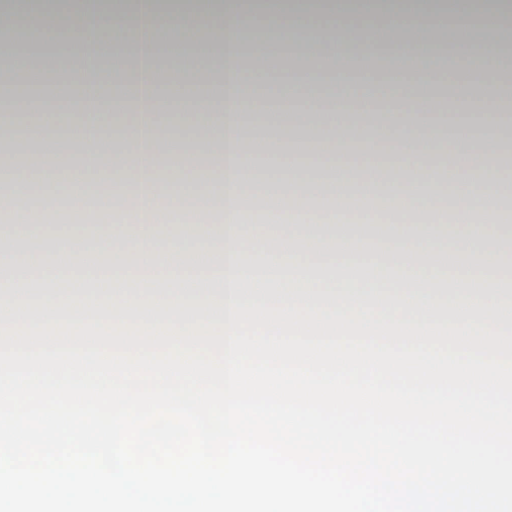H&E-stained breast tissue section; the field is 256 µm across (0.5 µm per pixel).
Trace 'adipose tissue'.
Here are the masks:
<instances>
[{"instance_id": "adipose-tissue-1", "label": "adipose tissue", "mask_w": 512, "mask_h": 512, "mask_svg": "<svg viewBox=\"0 0 512 512\" xmlns=\"http://www.w3.org/2000/svg\"><path fill=\"white\" fill-rule=\"evenodd\" d=\"M34 16L32 41H72L58 55L14 52L8 75L23 81L38 68L45 81L68 68L59 84L63 98L82 112H113V132L76 121L60 134L57 113L37 116L27 132L33 151L0 166L1 237L23 241L0 248V271L47 281L34 296L0 288V304L21 320L78 323L101 314L115 321L211 323L228 320L230 301L322 305L335 311L381 309L402 312L412 322L503 326L499 317L512 293L497 288L495 272L512 266V227L480 218L512 196V169L503 147L512 124L475 140L469 115L499 113L512 87V67L503 58L512 47V0H467L470 22L460 35L448 15V0H197L181 13L180 40L169 36L165 0H133L130 12L110 0H25ZM254 25L253 56L243 60L239 31ZM282 27L278 40L266 28ZM393 47L381 80L349 76L325 86L291 77L270 82L271 60L289 52L330 69L340 56L360 55L378 43ZM186 87L180 107L191 112L198 142L171 153L162 120L164 78ZM458 89L461 117L439 125L417 100L419 85ZM404 101L401 112H383ZM382 121L385 138L362 153L354 145L366 124ZM312 127L305 143L296 128ZM78 157L67 189L86 224L68 233L44 235L40 224L56 210L43 193L58 177L48 146ZM178 157L180 174L198 203L202 223L189 239L174 236L182 211L163 201L159 173ZM318 161L309 190L325 203L333 221L311 229L300 223L287 189H280L263 223L250 222L242 202L258 184L257 165L269 159L297 170L305 158ZM452 179L457 203L447 225L436 224L438 172ZM385 187V211L393 216L383 233L351 224L361 207L354 186ZM219 223H210V216ZM461 230L448 245L460 256L447 266L421 263L444 227ZM320 250L340 276L317 279L312 253ZM136 263L125 271L104 266L101 252ZM255 255L247 263V255Z\"/></svg>"}]
</instances>
